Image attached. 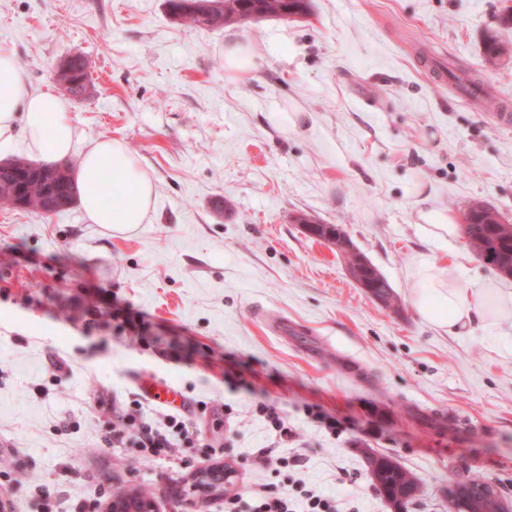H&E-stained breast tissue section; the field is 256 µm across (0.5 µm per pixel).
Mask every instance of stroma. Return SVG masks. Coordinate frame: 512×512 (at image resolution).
I'll return each instance as SVG.
<instances>
[{
	"label": "stroma",
	"mask_w": 512,
	"mask_h": 512,
	"mask_svg": "<svg viewBox=\"0 0 512 512\" xmlns=\"http://www.w3.org/2000/svg\"><path fill=\"white\" fill-rule=\"evenodd\" d=\"M308 17L190 28L166 0H0V46L30 87L84 56L93 85L70 98L81 143L118 137L155 186L126 237L79 206L0 209V512H103L139 491L157 512H224L198 494V449L137 463L111 443L112 405L141 379L179 389L212 464L243 488L303 479L358 512H394L367 456L422 483L410 512H448L449 479H496L512 502V321L451 336L420 318L421 259L442 277L512 293V277L422 211L473 203L512 221V62L486 69L488 38L512 47V0H311ZM249 43V71L224 48ZM228 206L217 211L215 200ZM341 226L400 304L374 301L333 245L295 216ZM302 322L315 359L266 318ZM253 392L277 400L304 462L253 466L269 435ZM206 411H196L197 402ZM343 423L330 434L300 408ZM419 219L424 222L427 234L437 240L448 242L456 234L457 224L445 212L422 211L419 213Z\"/></svg>",
	"instance_id": "stroma-1"
}]
</instances>
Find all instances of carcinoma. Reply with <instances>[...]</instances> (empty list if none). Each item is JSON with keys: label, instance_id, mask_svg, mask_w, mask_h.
<instances>
[{"label": "carcinoma", "instance_id": "1", "mask_svg": "<svg viewBox=\"0 0 512 512\" xmlns=\"http://www.w3.org/2000/svg\"><path fill=\"white\" fill-rule=\"evenodd\" d=\"M172 17L195 28H220L226 25H247L267 18L294 19L305 17L309 0H167ZM61 90L78 96L90 83L85 60L75 56L59 78ZM73 165L67 161L44 170L23 157L13 159V171L0 169V209L16 207L19 186H24L26 210L46 216L60 211L57 192H76L71 182ZM500 213L480 206L464 215L460 231L467 243L501 274L512 276V224H502ZM351 273L358 281L372 288L374 295L393 301V290L386 278L374 274L375 267L350 257ZM368 466L376 490L395 508L409 512L421 492L419 479L387 454H370Z\"/></svg>", "mask_w": 512, "mask_h": 512}]
</instances>
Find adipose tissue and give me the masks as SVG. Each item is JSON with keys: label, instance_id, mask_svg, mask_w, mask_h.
<instances>
[{"label": "adipose tissue", "instance_id": "obj_1", "mask_svg": "<svg viewBox=\"0 0 512 512\" xmlns=\"http://www.w3.org/2000/svg\"><path fill=\"white\" fill-rule=\"evenodd\" d=\"M77 140L68 102L55 93L30 89L12 53L0 48V146H24L48 165L78 155L74 176L87 219L115 236L134 233L152 210V179L122 139L99 138L80 152L75 149ZM107 160L122 190L121 201L110 206L100 196V169ZM411 299L422 319L452 336L478 320L494 324L512 318V294L445 279L425 260L417 267Z\"/></svg>", "mask_w": 512, "mask_h": 512}]
</instances>
